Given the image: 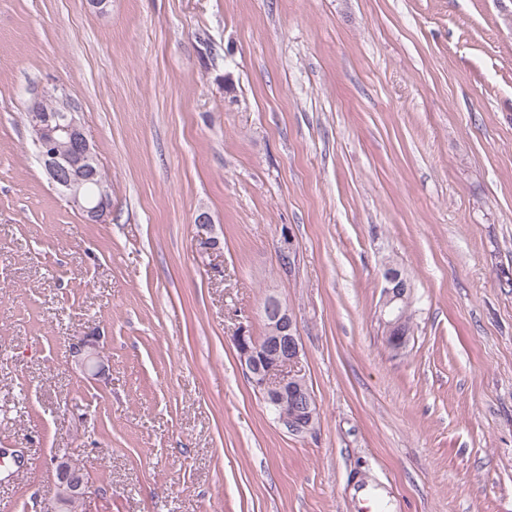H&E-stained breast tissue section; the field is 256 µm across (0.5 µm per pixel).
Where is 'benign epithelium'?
<instances>
[{
  "mask_svg": "<svg viewBox=\"0 0 512 512\" xmlns=\"http://www.w3.org/2000/svg\"><path fill=\"white\" fill-rule=\"evenodd\" d=\"M49 97L58 101L56 111H46L45 97L41 96L33 102L29 112V132L37 148V157L51 180L67 193L71 202L90 220L100 221L110 211L112 200L106 184L97 180L95 153L78 118L79 112L64 90L56 88ZM94 180L98 193L89 199L85 187ZM383 278L382 318L386 342L393 352L400 353L410 341L406 333L407 291L402 273L396 266L385 265ZM260 317L265 324L262 337L253 336L244 328L234 336L240 362L265 394L268 404L276 409L278 422L293 435L309 434L315 429L317 411L313 409L306 379L297 370L302 349L296 320L275 295L263 301ZM94 348L90 338L75 344V362L89 366L95 358ZM56 479L69 486L74 496L81 498L85 495L87 482L63 461L57 463Z\"/></svg>",
  "mask_w": 512,
  "mask_h": 512,
  "instance_id": "obj_1",
  "label": "benign epithelium"
}]
</instances>
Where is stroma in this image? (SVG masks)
Segmentation results:
<instances>
[{
	"label": "stroma",
	"instance_id": "35a3bbf8",
	"mask_svg": "<svg viewBox=\"0 0 512 512\" xmlns=\"http://www.w3.org/2000/svg\"><path fill=\"white\" fill-rule=\"evenodd\" d=\"M57 87L99 223L32 150ZM270 294L304 436L233 342ZM1 449L0 512H54L60 460L77 512H512V0H0ZM383 278L385 281L382 302V318L386 327V342L395 353L402 352L410 341L412 333L413 315L410 304L407 309L406 333V295L404 279L401 271L394 265L384 266ZM56 479L58 482L62 483L63 485H68L70 488L71 493L76 496L82 498L87 489V478L86 474L83 472V470L79 467L74 466V468H77L79 471L82 472V475L84 477L79 478L76 474H74L65 464L64 461H60L56 463Z\"/></svg>",
	"mask_w": 512,
	"mask_h": 512
}]
</instances>
